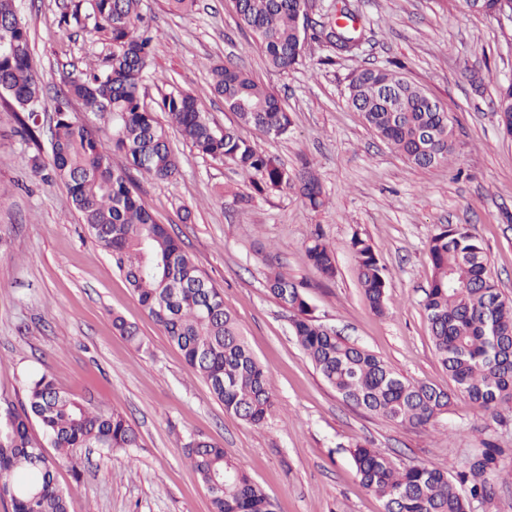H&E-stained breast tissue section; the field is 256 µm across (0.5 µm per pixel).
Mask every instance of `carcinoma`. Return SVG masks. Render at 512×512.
<instances>
[{
    "label": "carcinoma",
    "instance_id": "cac0c4a2",
    "mask_svg": "<svg viewBox=\"0 0 512 512\" xmlns=\"http://www.w3.org/2000/svg\"><path fill=\"white\" fill-rule=\"evenodd\" d=\"M20 0H0V95L11 98L22 115L18 124L34 137L43 91L30 34L19 16ZM142 0H70L59 25L92 23L108 35L85 73L63 78L50 130L48 164L33 160L34 172L50 169L70 194L89 234L112 256L148 316L169 343L203 379L224 410L253 425H263L275 408L273 386L250 350L222 293L183 251L165 224L136 195L130 169L160 181L178 174L165 125L167 114L197 153L229 159L253 179L259 192L291 182L288 171L234 127L214 129L191 94L178 88L164 93L157 108L141 99L154 36L141 14ZM240 27L255 34L268 69L286 73L305 58L312 42L338 54H355L363 38L338 23L352 17L349 0H336L324 20L303 24L309 0H233ZM211 85L240 126L269 138L288 134L289 113L276 93L244 68L222 64L211 70ZM72 98L111 127L112 151L96 132L68 110ZM430 95L402 72L386 66L353 74L347 100L365 125L410 164L429 168L449 162L456 147L448 113L433 111ZM498 122L512 127V83L500 88ZM121 154L126 166L112 163ZM299 190L309 204H324L318 177L310 172ZM358 279L370 308L386 309L387 279L366 240L351 241ZM306 256L325 279L336 275V253L323 235L306 246ZM428 257L432 280L421 307L439 362L457 389L483 412L512 401V299L494 279L481 244L463 224H448L432 238ZM266 290L292 313L300 347L327 384L347 403L368 413L413 427H435L450 411L453 396L427 383L412 382L371 351L325 328L314 319L299 286L266 261ZM37 421L44 441L32 433ZM55 449L50 456L45 446ZM108 453L139 447L127 418L58 389L46 374L29 378L26 400L0 406V502L8 512H69L68 494L55 481L58 459L75 448ZM362 486L379 497L386 512H493V477L504 450L491 442L450 473L413 465L403 469L382 452L363 444L350 450ZM190 468L210 495L212 512H273L265 491L228 458L220 445L199 438L188 444Z\"/></svg>",
    "mask_w": 512,
    "mask_h": 512
}]
</instances>
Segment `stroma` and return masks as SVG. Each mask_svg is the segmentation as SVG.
I'll list each match as a JSON object with an SVG mask.
<instances>
[{
    "label": "stroma",
    "instance_id": "1",
    "mask_svg": "<svg viewBox=\"0 0 512 512\" xmlns=\"http://www.w3.org/2000/svg\"><path fill=\"white\" fill-rule=\"evenodd\" d=\"M67 2L20 3L40 80L52 92L63 73L84 70L107 43L104 34L59 27ZM352 2L371 30L362 54L333 60L315 44L302 65L277 74L240 28L230 0H199L188 15L172 13L167 0H144L155 35L147 103L159 101L168 81L202 103L214 128L233 126L210 71L237 61L275 89L292 120L278 139L249 127L240 135L292 177L312 171L327 199L311 207L294 185L256 194L241 170L198 155L171 124L177 176H135L138 196L222 292L272 380L276 408L260 427L225 413L89 235L66 187L35 174L34 160L51 156L53 100H45L32 141L17 131L12 100L0 98V190L9 191L0 203V403L21 404L30 375L44 373L70 395L122 412L140 434L139 447L125 453L74 449L79 471L57 464L70 512H211L186 458L187 444L201 437L224 447L274 512H385L360 484L349 453L358 443L400 467L449 471L491 440L505 450L496 512H512V403L488 413L457 395L420 305L432 277L429 243L447 224L470 228L512 299V140L495 112L499 84L512 79V21L468 11L461 0ZM392 62L447 108L456 134L452 163L411 165L350 108L351 73ZM317 232L336 251L330 280L306 257ZM356 236L369 241L385 269L384 315L371 310L358 281ZM268 256L302 283L319 323L408 380L454 393L437 428L396 423L342 401L299 347L289 311L268 295ZM116 315L136 326L139 343L113 328Z\"/></svg>",
    "mask_w": 512,
    "mask_h": 512
}]
</instances>
